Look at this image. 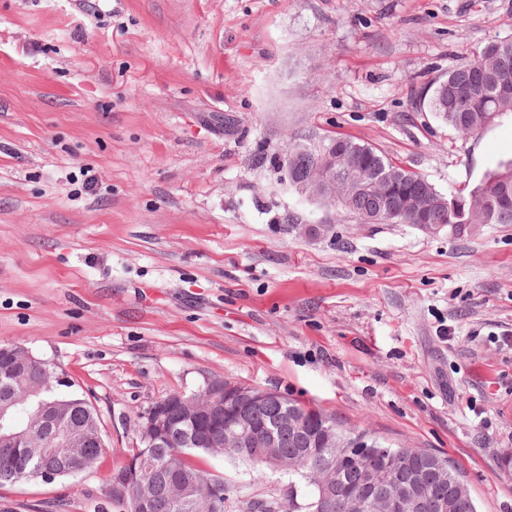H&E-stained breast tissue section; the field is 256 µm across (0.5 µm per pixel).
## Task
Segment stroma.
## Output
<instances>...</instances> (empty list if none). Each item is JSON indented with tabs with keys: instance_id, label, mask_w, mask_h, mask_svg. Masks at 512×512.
Instances as JSON below:
<instances>
[{
	"instance_id": "stroma-1",
	"label": "stroma",
	"mask_w": 512,
	"mask_h": 512,
	"mask_svg": "<svg viewBox=\"0 0 512 512\" xmlns=\"http://www.w3.org/2000/svg\"><path fill=\"white\" fill-rule=\"evenodd\" d=\"M512 0H0V343L68 376L106 444L0 512H115L140 415L224 378L451 459L512 512V224H363L276 163L352 138L442 193L512 159L427 104ZM224 512L311 489L227 456Z\"/></svg>"
}]
</instances>
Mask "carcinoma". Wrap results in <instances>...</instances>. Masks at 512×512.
<instances>
[{"mask_svg": "<svg viewBox=\"0 0 512 512\" xmlns=\"http://www.w3.org/2000/svg\"><path fill=\"white\" fill-rule=\"evenodd\" d=\"M430 105L439 118L458 133L470 136L493 125L500 116L512 113V39L487 43L473 59L466 61L437 83ZM323 137L306 136L278 159L288 166L295 179L305 181L320 165L317 147ZM336 145V195L334 208L363 222L375 217L378 199L371 192L356 193L350 185L355 176L352 164L360 165L371 179L395 176L388 212L402 224H441L448 233L460 234L462 224H512V160L502 162L487 173L468 195L448 194V203L430 208L423 216L408 210L412 195L435 192L423 176L397 165L374 148L346 137H334ZM22 346L0 345V406L12 394L26 396L29 402L9 407L12 429L19 441H0V484H16L35 478L39 471L57 472L68 477L90 468L103 448L98 444L100 432L97 413L87 411L89 403L77 395H64L52 389V374L35 361L22 362ZM48 402L65 410L64 422L84 427L90 440L83 448L68 453L50 448L43 439L37 404ZM251 429L240 448L224 450L209 444L224 438V429L194 427L181 422L178 407L169 409V419L179 423V430L151 448L143 445L131 449L130 461L139 464L140 481H153L149 487L150 512H224V477L205 469L198 459L226 455L251 462L258 471L267 464L255 460L268 432L277 441L276 458L290 467L312 488L306 512H351L350 501L361 482V461L346 456L347 444L355 435L380 449L391 459L424 457L430 451L421 448H393L365 431L347 430L336 418L321 409L278 395L257 407L243 410ZM25 423L17 424L19 417ZM339 464L341 483L334 482L329 465ZM462 481L453 464H448L444 479H434L427 487L430 498L448 496V488ZM109 497L118 512H135L139 485L124 490L109 488Z\"/></svg>", "mask_w": 512, "mask_h": 512, "instance_id": "cac0c4a2", "label": "carcinoma"}]
</instances>
